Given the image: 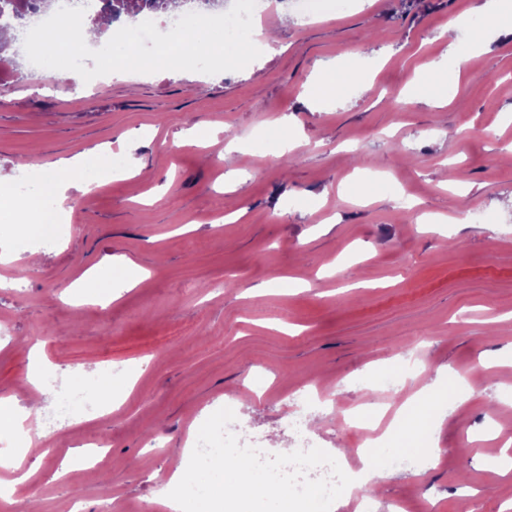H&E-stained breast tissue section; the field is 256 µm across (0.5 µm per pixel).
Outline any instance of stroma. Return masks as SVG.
Masks as SVG:
<instances>
[{
	"label": "stroma",
	"mask_w": 512,
	"mask_h": 512,
	"mask_svg": "<svg viewBox=\"0 0 512 512\" xmlns=\"http://www.w3.org/2000/svg\"><path fill=\"white\" fill-rule=\"evenodd\" d=\"M486 0H358L346 15L280 24L278 48L239 71L138 74L93 89L61 81L34 92L0 76V186L19 160L52 164L105 149L141 174L105 178L77 209L49 225L35 271L0 262V398L24 388L39 337L50 366L43 405L53 409L74 375L115 365L139 372L112 412L42 440L55 458L30 454L31 477L0 512L32 500L39 512H167L154 493L186 441L216 410L233 409L272 453L294 447L296 415L319 426L331 455L356 445L351 414L378 393L358 373L390 372L388 406L424 398L433 467L374 486L375 512H512V468L498 464L512 404L489 414L499 384L512 385V34L492 33L460 86L462 105L443 109L405 97L413 73L445 58L446 30ZM377 61L374 88L317 110L305 87L318 64L356 55ZM290 122L296 162L261 150L224 153L228 133L250 138ZM247 169L246 213L223 223L229 171ZM383 172L396 198L340 193L356 169ZM313 200L309 210L298 201ZM416 210L446 216L414 222ZM128 259L146 271L106 304L71 305L69 287L91 266ZM233 277V290L222 289ZM299 280L293 292L277 278ZM497 362L488 375L482 361ZM473 390L449 412L455 377ZM108 439L97 471L55 470L70 449Z\"/></svg>",
	"instance_id": "35a3bbf8"
}]
</instances>
